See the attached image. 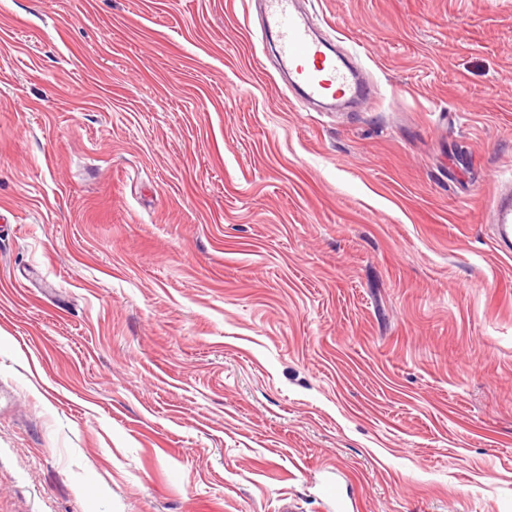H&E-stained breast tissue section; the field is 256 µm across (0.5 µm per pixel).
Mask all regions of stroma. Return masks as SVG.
I'll use <instances>...</instances> for the list:
<instances>
[{
  "mask_svg": "<svg viewBox=\"0 0 512 512\" xmlns=\"http://www.w3.org/2000/svg\"><path fill=\"white\" fill-rule=\"evenodd\" d=\"M0 0V512H512V0ZM297 0H264L263 34H275L280 67L313 101L369 99L372 88L354 78L343 55L331 51ZM493 234L496 249L507 256L512 254V188H505L496 198L492 209Z\"/></svg>",
  "mask_w": 512,
  "mask_h": 512,
  "instance_id": "1",
  "label": "stroma"
}]
</instances>
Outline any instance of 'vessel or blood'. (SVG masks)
<instances>
[{
    "label": "vessel or blood",
    "instance_id": "b4317fda",
    "mask_svg": "<svg viewBox=\"0 0 512 512\" xmlns=\"http://www.w3.org/2000/svg\"><path fill=\"white\" fill-rule=\"evenodd\" d=\"M263 33L276 37L280 67L286 69L304 95L321 99L370 98V84L354 78L343 55L331 51L316 34L313 20L298 7V0H264ZM492 241L503 254H512V188H505L492 209Z\"/></svg>",
    "mask_w": 512,
    "mask_h": 512
}]
</instances>
